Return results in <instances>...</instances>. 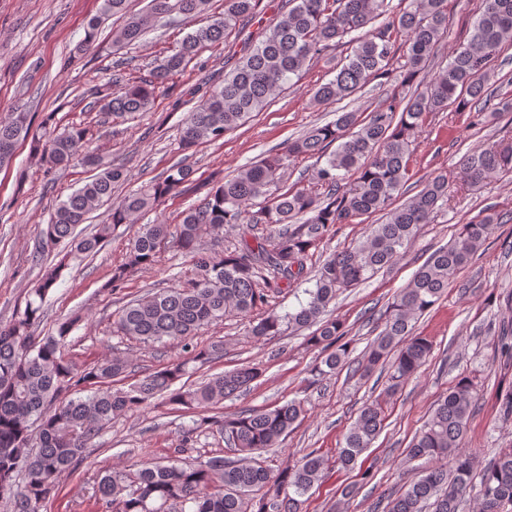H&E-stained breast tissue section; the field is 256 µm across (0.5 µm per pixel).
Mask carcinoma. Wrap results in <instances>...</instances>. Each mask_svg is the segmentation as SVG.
<instances>
[{
  "mask_svg": "<svg viewBox=\"0 0 512 512\" xmlns=\"http://www.w3.org/2000/svg\"><path fill=\"white\" fill-rule=\"evenodd\" d=\"M126 0H101L99 12L85 28L81 50L92 49L100 21L122 14ZM209 0H150L147 9L129 16L115 42L132 45L161 19L176 16L186 23L206 10ZM259 0H224V13L187 33L172 53L140 75L117 69L107 84L117 90L96 97L87 109L112 119H126L148 111L157 91L183 72L206 45L224 42L236 26L250 22ZM387 0H281L277 23L265 29L235 66L224 72V82L188 112L182 123L179 148L188 151L202 142L217 141L263 110L292 77L325 56L344 37L351 51L336 65L335 77L321 84L318 100H341L364 89L372 80L389 75L395 46L403 36L404 72L390 93V104L371 111L340 112L335 121L314 126L282 152L266 155L217 182L203 202L190 207L175 231L168 224H143L130 243L125 261L112 274L111 292L119 290L128 270L149 266L168 247L188 255L192 277L183 284L161 288L129 301L115 314L116 332L145 347L182 343L189 358L152 371L126 389L112 382L132 372L129 357H112L80 365L64 356L62 347L80 317L57 324L56 334H37L43 305L59 277V267L45 271L31 290L24 310L0 323V501L8 512H46L60 479L77 470L88 458L90 443L116 416L133 414L159 401L175 408L194 410L200 418L182 431L178 447H187L201 427L214 429L240 454L236 461L222 456L197 464L170 460L113 469L99 478L94 492L99 512H168L180 504L189 512H302V497L321 482L326 460L310 452L298 463H285L276 471L261 452L277 448L304 416V402L293 398L266 409L245 410L233 416L209 415L224 399L245 389L260 375V368L244 365L198 384H178L188 365L224 358V342L200 347L191 344L199 329L229 315H249L267 306L281 292V284L302 278L313 256L334 224H351L370 214L386 220L371 226L366 240L327 259L315 274V284L305 289L306 301L284 314L269 309L250 326L258 340L282 336L287 331L314 328L310 345L326 352L316 373L335 372L349 355L344 324L324 318L336 296L367 280L379 269L401 258L417 226L427 224L448 202V179L440 174L406 204H392L407 181L416 131L432 112L448 106H474V118L486 110L511 112L512 101L494 108L495 93L485 77L493 50L512 43V0H485L468 43L452 55L448 65L424 88H413L422 64L448 29L446 0H409V8L389 15ZM29 113L16 112L0 123V165L9 161L18 139L29 133ZM89 129L72 124L34 150L48 169L72 162L93 166L99 173L56 205L38 252L48 255L64 240H74L77 252L96 254L121 224H131L142 212L182 191L192 170L177 163L159 180L112 203L104 223L76 239L83 224L114 185L122 169L106 163L91 148ZM336 149L324 165L316 167L307 183L297 182L285 191L279 182L294 157L324 154ZM512 172V146L488 143L466 154L461 176L476 186L491 176ZM498 217L487 214L458 226L448 245L436 249L400 289L384 314L383 329L364 352L356 371L369 377L377 367L389 371L392 391L416 375L431 355L432 344L412 335V323L432 308L450 281L465 268L489 239ZM268 226L267 235L252 245L247 234ZM237 232L240 246L217 252L208 247L224 228ZM499 349L512 358V323L499 331ZM476 402L475 388L461 378L438 398L431 414L407 452L410 461L431 464L385 512H423L432 502L433 512H459L462 501L475 497L481 512H507L512 507V448H502L484 466L474 482V457L460 448ZM384 414L377 399L365 402L347 433L338 463L356 464L383 428Z\"/></svg>",
  "mask_w": 512,
  "mask_h": 512,
  "instance_id": "1",
  "label": "carcinoma"
}]
</instances>
